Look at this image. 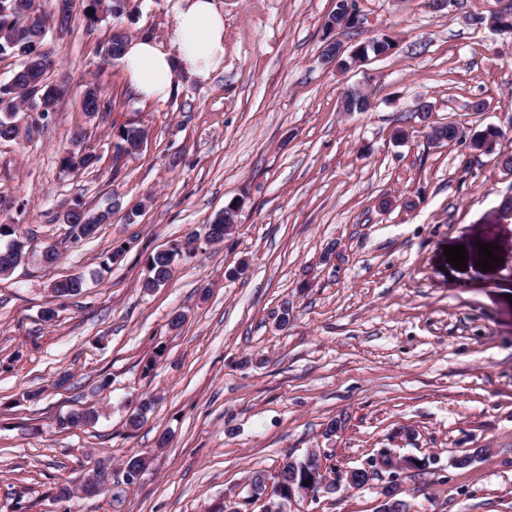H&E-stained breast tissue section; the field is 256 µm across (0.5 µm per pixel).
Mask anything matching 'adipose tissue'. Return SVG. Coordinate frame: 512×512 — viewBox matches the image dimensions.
<instances>
[{
    "label": "adipose tissue",
    "instance_id": "obj_1",
    "mask_svg": "<svg viewBox=\"0 0 512 512\" xmlns=\"http://www.w3.org/2000/svg\"><path fill=\"white\" fill-rule=\"evenodd\" d=\"M134 92L147 101L167 99L177 73L208 80L224 67V6L220 0H178L171 44L143 35L129 39L122 58Z\"/></svg>",
    "mask_w": 512,
    "mask_h": 512
}]
</instances>
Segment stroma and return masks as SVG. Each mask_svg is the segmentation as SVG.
<instances>
[{
	"mask_svg": "<svg viewBox=\"0 0 512 512\" xmlns=\"http://www.w3.org/2000/svg\"><path fill=\"white\" fill-rule=\"evenodd\" d=\"M507 2L356 0L363 22L341 33L345 45L385 35L395 48L339 72L321 61L334 0H224L223 70L178 76L161 102L105 60L109 15L48 30L53 118L30 140L0 141V224L32 233L25 264L0 276V512H264L250 476L312 448L330 468L383 448L428 460L406 486L411 512H512V167L431 143L417 111L430 104L436 121L473 133L512 127V34L487 23ZM175 4L128 0L121 22L168 43ZM91 79L112 109L90 118L80 90ZM350 86L372 110L341 111ZM479 100L487 110L472 111ZM129 123L148 142L118 162L112 130ZM400 126L410 136L397 142ZM78 129L99 162L69 172L60 159ZM238 199L232 235L209 243L206 225ZM77 202L112 217L70 244L63 215ZM185 241L170 280L144 292L147 254ZM482 242L501 259L487 272L475 266ZM57 243L60 261L43 264ZM452 245L467 269L448 264ZM120 246L124 258L107 263ZM243 259L248 273L229 277ZM73 274L83 291L53 297L51 284ZM147 396L152 410L130 429ZM89 405L96 423L59 427ZM469 448L485 454L451 465ZM134 454L149 466L129 486ZM95 471L103 494L55 499L57 484ZM377 500L350 490L288 512H377Z\"/></svg>",
	"mask_w": 512,
	"mask_h": 512,
	"instance_id": "stroma-1",
	"label": "stroma"
}]
</instances>
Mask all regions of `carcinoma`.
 <instances>
[{
	"mask_svg": "<svg viewBox=\"0 0 512 512\" xmlns=\"http://www.w3.org/2000/svg\"><path fill=\"white\" fill-rule=\"evenodd\" d=\"M21 7L10 4V0H0V55H12L19 58V67L14 71L10 80L0 86V140L10 141L20 137L30 138L31 129H21L15 122V115L28 105L29 87L38 89L37 119L34 126L45 122L53 112L58 90L48 82V74L55 65L54 51L44 48L47 34V19L40 15H32L29 10L34 6V0H19ZM83 5L85 18L94 21L101 6H106V12L111 17L119 19L123 16L126 4L124 0H80ZM128 32L120 25L112 27V31L104 46V57L107 60H121ZM394 43L386 35L374 38L364 45V53L379 56L391 51ZM81 104L84 112L95 114L100 111L112 110V102L103 94L100 85L94 81L83 84ZM442 135L450 142L468 144L472 150L480 149L482 143L496 136L492 127L474 134L467 135L465 128L451 122L442 129ZM118 141L115 144V158L131 154V149L145 137V130L135 125H123L116 133ZM71 144L73 150L67 152L61 159L65 170H90L99 160L96 153L86 145V133L78 129L73 132ZM93 216L90 211H82L81 203L77 202L64 215V223L68 225L67 237L79 241L94 234L95 229L84 224L86 218ZM228 233V224L219 218H214L208 225L206 237L212 242L224 241ZM0 239L6 241V246L0 249V276L12 272L25 257L24 238L19 234V226L15 224H0ZM182 249L171 247L168 250H157L146 257V265L150 276L142 284L147 292L164 285L171 276L175 257ZM84 287L80 276H68L52 285V292L58 298L65 299L79 294ZM97 410L93 407L79 408L70 411L59 418L62 428H77L95 421ZM306 457L295 458V463L288 464L283 459L284 483L281 485L283 495H288V481L303 480L307 466Z\"/></svg>",
	"mask_w": 512,
	"mask_h": 512,
	"instance_id": "1",
	"label": "carcinoma"
}]
</instances>
